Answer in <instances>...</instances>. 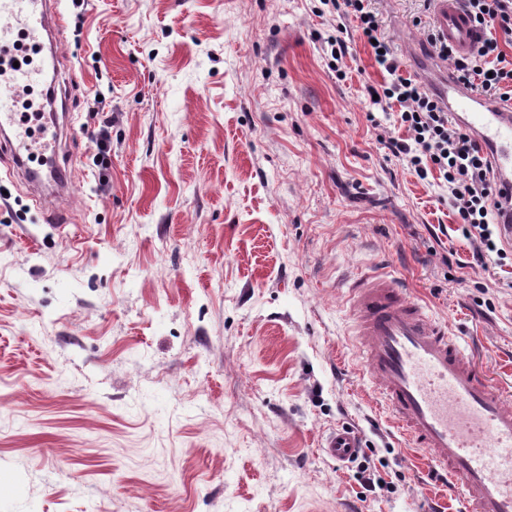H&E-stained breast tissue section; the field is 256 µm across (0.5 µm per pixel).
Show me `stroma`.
<instances>
[{"mask_svg":"<svg viewBox=\"0 0 512 512\" xmlns=\"http://www.w3.org/2000/svg\"><path fill=\"white\" fill-rule=\"evenodd\" d=\"M58 8L29 127L64 221L0 153V512H456L373 408L345 292L388 267L512 391V260L469 268L446 185L386 159L370 47L348 29L338 80L320 0ZM378 8L406 59L418 0ZM342 425L359 460L323 449ZM54 170V178L58 181V187L60 189L53 192H45L44 190H41V192L34 196V200L43 211L50 206L46 209V213L52 220H57L62 213L58 210L60 207L54 204V198L57 196L56 194L64 191L63 188L67 185L68 179L64 170L58 168H55Z\"/></svg>","mask_w":512,"mask_h":512,"instance_id":"35a3bbf8","label":"stroma"}]
</instances>
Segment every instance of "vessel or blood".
<instances>
[{
	"instance_id": "b4317fda",
	"label": "vessel or blood",
	"mask_w": 512,
	"mask_h": 512,
	"mask_svg": "<svg viewBox=\"0 0 512 512\" xmlns=\"http://www.w3.org/2000/svg\"><path fill=\"white\" fill-rule=\"evenodd\" d=\"M52 0H0V18L21 24L31 42L64 24ZM432 23L457 53L474 47L477 31L460 0H432ZM412 62L454 122L466 127L488 154L504 193L512 194V101H494L458 83L446 60L414 44ZM346 304L352 335L378 405L390 412L399 434L425 451L427 464L465 512H512V393L476 366L458 332L411 298L401 280L379 270L349 286ZM326 452L355 459L362 442L337 427Z\"/></svg>"
}]
</instances>
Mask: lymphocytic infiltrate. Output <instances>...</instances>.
Here are the masks:
<instances>
[{"label":"lymphocytic infiltrate","mask_w":512,"mask_h":512,"mask_svg":"<svg viewBox=\"0 0 512 512\" xmlns=\"http://www.w3.org/2000/svg\"><path fill=\"white\" fill-rule=\"evenodd\" d=\"M321 2L339 18L324 48L338 67L337 79L346 77L340 64L348 53L344 34L349 19L356 22L361 38L371 45L376 63L389 76L388 81L367 87L366 92L376 96L381 108L398 107L397 121L408 136L403 139L383 131V147L405 162L420 180L435 174L447 183L459 230L476 245L473 258L477 263H484L492 254L505 259L507 253L498 248L496 233L497 219L508 199L498 186L491 163L471 132L453 122L421 82L404 74L403 63L384 32L377 0ZM461 4L479 32L474 50L456 54L440 43L430 26L424 29L427 42L448 60L457 81L486 97L512 100V0H461Z\"/></svg>","instance_id":"obj_1"}]
</instances>
